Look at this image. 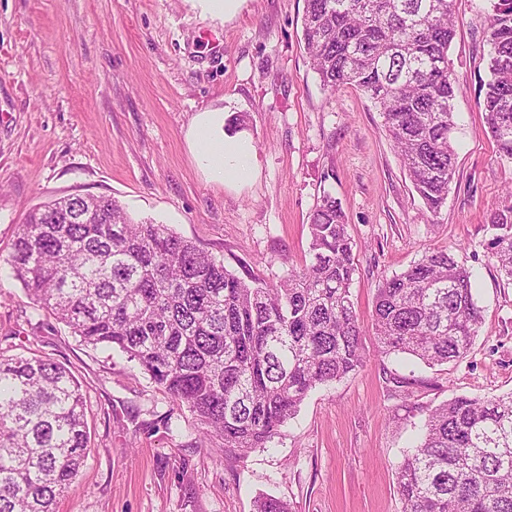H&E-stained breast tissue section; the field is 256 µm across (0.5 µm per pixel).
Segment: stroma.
I'll return each mask as SVG.
<instances>
[{
  "label": "stroma",
  "instance_id": "stroma-1",
  "mask_svg": "<svg viewBox=\"0 0 512 512\" xmlns=\"http://www.w3.org/2000/svg\"><path fill=\"white\" fill-rule=\"evenodd\" d=\"M305 0H0V351L67 367L87 397L90 452L57 512H403L396 466L429 409L512 392V284L492 256L494 212L512 207V161L485 131L490 0H455L456 170L431 212L367 95L325 89L302 41ZM250 141L241 182L202 165L205 114ZM244 116L243 125L232 120ZM106 195L165 224L237 274L275 281L308 264L322 195L346 214L352 301L370 323L383 279L440 247L473 274L483 325L469 354L429 368L378 352L321 385L265 448L242 457L201 442L118 350L81 344L26 296L5 262L18 224L50 199Z\"/></svg>",
  "mask_w": 512,
  "mask_h": 512
}]
</instances>
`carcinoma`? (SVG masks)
<instances>
[{
  "label": "carcinoma",
  "instance_id": "obj_1",
  "mask_svg": "<svg viewBox=\"0 0 512 512\" xmlns=\"http://www.w3.org/2000/svg\"><path fill=\"white\" fill-rule=\"evenodd\" d=\"M305 2L304 46L321 84L350 85L379 107L415 192L438 211L455 174L453 0ZM491 6L483 111L497 152L512 160V0ZM491 226L498 271L512 283V211ZM347 227L341 205L322 196L309 224L313 262L268 283L109 196L61 197L28 212L8 264L35 306L84 344L119 349L188 409L203 440L241 456L279 435L313 389L362 366ZM481 326L472 274L445 249L377 288L382 354L457 362ZM89 443L69 371L42 355L0 354V512H55ZM397 490L403 512H512V392L430 409ZM254 512L290 509L265 496Z\"/></svg>",
  "mask_w": 512,
  "mask_h": 512
}]
</instances>
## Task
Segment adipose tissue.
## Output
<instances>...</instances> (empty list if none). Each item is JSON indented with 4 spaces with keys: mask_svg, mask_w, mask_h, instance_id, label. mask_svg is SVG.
<instances>
[{
    "mask_svg": "<svg viewBox=\"0 0 512 512\" xmlns=\"http://www.w3.org/2000/svg\"><path fill=\"white\" fill-rule=\"evenodd\" d=\"M197 137L207 144L202 162L220 179L245 180L251 170L253 148L251 144L235 136L215 137L211 119H203L197 129Z\"/></svg>",
    "mask_w": 512,
    "mask_h": 512,
    "instance_id": "obj_1",
    "label": "adipose tissue"
}]
</instances>
